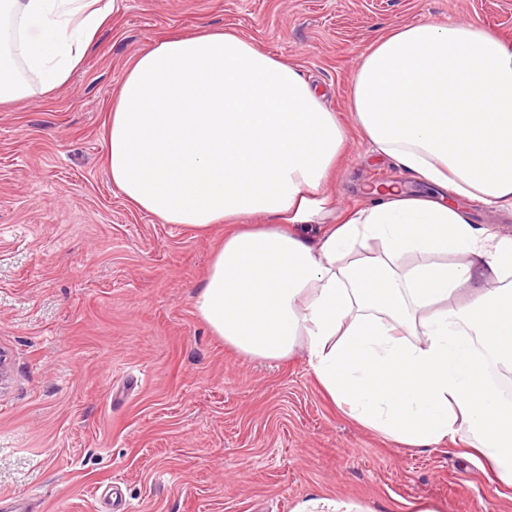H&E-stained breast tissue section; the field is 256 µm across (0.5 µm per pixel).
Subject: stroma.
Wrapping results in <instances>:
<instances>
[{
	"instance_id": "1",
	"label": "stroma",
	"mask_w": 512,
	"mask_h": 512,
	"mask_svg": "<svg viewBox=\"0 0 512 512\" xmlns=\"http://www.w3.org/2000/svg\"><path fill=\"white\" fill-rule=\"evenodd\" d=\"M477 20L512 40V0H115L72 77L51 96L0 104V512H294L314 496L362 512H512L481 462L445 441L408 448L345 415L307 352L249 361L213 336L193 295L225 225L200 233L130 204L110 180L112 96L170 32L221 26L297 68L345 114L351 76L397 25ZM440 187L350 129L332 205L295 231L318 241L368 189Z\"/></svg>"
}]
</instances>
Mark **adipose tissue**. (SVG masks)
Returning a JSON list of instances; mask_svg holds the SVG:
<instances>
[{
    "label": "adipose tissue",
    "mask_w": 512,
    "mask_h": 512,
    "mask_svg": "<svg viewBox=\"0 0 512 512\" xmlns=\"http://www.w3.org/2000/svg\"><path fill=\"white\" fill-rule=\"evenodd\" d=\"M113 0H0V103L65 88ZM349 112L407 173L512 207V43L471 20L394 27L355 70ZM347 130L295 68L236 31L167 35L122 74L105 162L165 224L229 225L194 296L214 336L249 360L304 345L350 417L411 448L465 435L512 486V238L462 208L387 185L320 245ZM380 241L382 254L361 251ZM415 257L406 265V257Z\"/></svg>",
    "instance_id": "adipose-tissue-1"
}]
</instances>
